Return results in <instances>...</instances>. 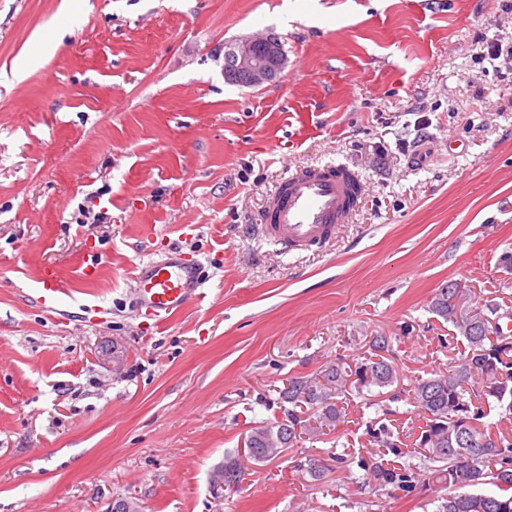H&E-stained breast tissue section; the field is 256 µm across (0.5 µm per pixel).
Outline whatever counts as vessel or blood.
<instances>
[{
    "label": "vessel or blood",
    "instance_id": "vessel-or-blood-1",
    "mask_svg": "<svg viewBox=\"0 0 512 512\" xmlns=\"http://www.w3.org/2000/svg\"><path fill=\"white\" fill-rule=\"evenodd\" d=\"M362 197L359 175L346 166L303 167L289 172L269 198L261 231L288 251L329 244L338 225L348 223ZM202 272L180 253L146 262L134 291L141 307L166 322L200 297Z\"/></svg>",
    "mask_w": 512,
    "mask_h": 512
}]
</instances>
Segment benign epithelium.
Segmentation results:
<instances>
[{
    "mask_svg": "<svg viewBox=\"0 0 512 512\" xmlns=\"http://www.w3.org/2000/svg\"><path fill=\"white\" fill-rule=\"evenodd\" d=\"M232 63L224 67V82L254 87L275 79L287 64L280 39L273 34L252 36L230 46Z\"/></svg>",
    "mask_w": 512,
    "mask_h": 512,
    "instance_id": "benign-epithelium-1",
    "label": "benign epithelium"
}]
</instances>
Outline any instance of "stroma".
<instances>
[{
    "label": "stroma",
    "instance_id": "obj_1",
    "mask_svg": "<svg viewBox=\"0 0 512 512\" xmlns=\"http://www.w3.org/2000/svg\"><path fill=\"white\" fill-rule=\"evenodd\" d=\"M271 32L285 70L225 83V42ZM483 35L512 44V0H0V512H436L427 482L359 468L383 414L420 461L421 415L375 391L222 496L210 475L285 417L283 380L372 337L402 388L446 370L438 288L512 300V65ZM327 163L366 185L352 221L280 250L257 229L269 195ZM171 247L206 283L159 326L132 286ZM339 449L322 481L297 467Z\"/></svg>",
    "mask_w": 512,
    "mask_h": 512
}]
</instances>
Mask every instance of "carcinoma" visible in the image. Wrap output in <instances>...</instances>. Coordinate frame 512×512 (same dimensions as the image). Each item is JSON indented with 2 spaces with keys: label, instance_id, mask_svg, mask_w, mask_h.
I'll list each match as a JSON object with an SVG mask.
<instances>
[{
  "label": "carcinoma",
  "instance_id": "obj_1",
  "mask_svg": "<svg viewBox=\"0 0 512 512\" xmlns=\"http://www.w3.org/2000/svg\"><path fill=\"white\" fill-rule=\"evenodd\" d=\"M465 291L452 285L435 294L432 309L451 323L461 338L464 352L444 372L417 380L409 390V402L423 413L425 427L417 444L426 467L427 483L435 490L453 492L438 497L437 512H512V435H506L484 419L497 408L512 413V330L495 323L501 303L491 299L475 309H463ZM391 341L375 336L370 352L361 359L343 358L329 363L311 376H291L279 389V399L292 405L286 418L252 428L247 437L248 454L256 462H266L306 435L320 438L345 422L344 399L350 388L382 390L399 381L398 371L386 353ZM490 382L496 393L484 395L475 385ZM477 421L471 426L464 417ZM366 434L378 447L377 458L363 463L378 485L409 489L417 475L411 465L396 467L386 456L398 455L390 440L386 417L366 423ZM482 441L478 448L466 445V438ZM302 470L314 480L324 477L328 466L309 458ZM244 468L239 453L227 452L224 463L211 476L226 486L241 481Z\"/></svg>",
  "mask_w": 512,
  "mask_h": 512
}]
</instances>
